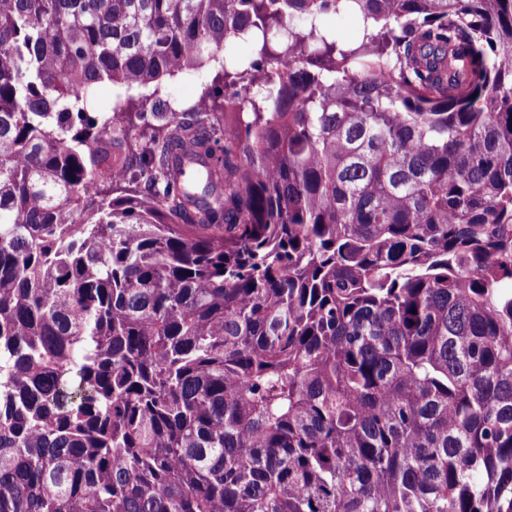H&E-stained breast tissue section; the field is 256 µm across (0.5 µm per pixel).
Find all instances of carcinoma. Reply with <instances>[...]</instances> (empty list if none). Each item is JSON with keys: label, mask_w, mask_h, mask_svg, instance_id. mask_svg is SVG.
Here are the masks:
<instances>
[{"label": "carcinoma", "mask_w": 512, "mask_h": 512, "mask_svg": "<svg viewBox=\"0 0 512 512\" xmlns=\"http://www.w3.org/2000/svg\"><path fill=\"white\" fill-rule=\"evenodd\" d=\"M0 512H512V0H0ZM201 82L193 77L179 76L167 82L164 99L171 104H188L201 94Z\"/></svg>", "instance_id": "1"}]
</instances>
